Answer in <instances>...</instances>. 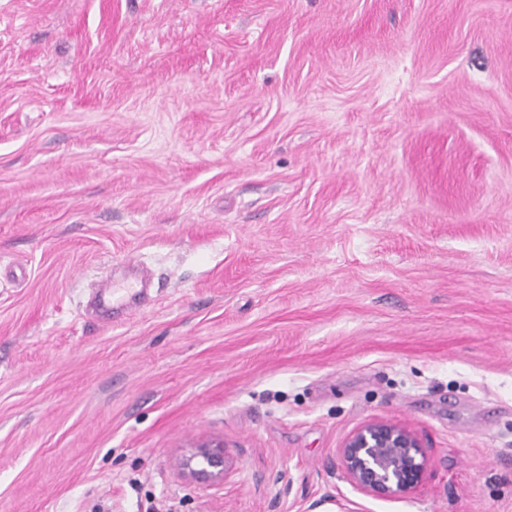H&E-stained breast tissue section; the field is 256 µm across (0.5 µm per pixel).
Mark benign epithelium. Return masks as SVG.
<instances>
[{
	"instance_id": "obj_1",
	"label": "benign epithelium",
	"mask_w": 512,
	"mask_h": 512,
	"mask_svg": "<svg viewBox=\"0 0 512 512\" xmlns=\"http://www.w3.org/2000/svg\"><path fill=\"white\" fill-rule=\"evenodd\" d=\"M348 480L368 495L392 497L416 489L424 480L428 458L409 428L388 421H371L358 428L341 448ZM182 473L199 481L224 479V444L202 443L180 459Z\"/></svg>"
}]
</instances>
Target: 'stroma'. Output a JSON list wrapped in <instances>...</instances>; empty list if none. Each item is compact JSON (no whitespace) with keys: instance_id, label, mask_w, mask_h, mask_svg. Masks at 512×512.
Instances as JSON below:
<instances>
[{"instance_id":"stroma-1","label":"stroma","mask_w":512,"mask_h":512,"mask_svg":"<svg viewBox=\"0 0 512 512\" xmlns=\"http://www.w3.org/2000/svg\"><path fill=\"white\" fill-rule=\"evenodd\" d=\"M315 501L512 512V0H0V512ZM348 480L368 495L392 497L416 489L424 480L428 458L409 428L371 421L358 428L341 448ZM179 467L186 477L194 480H223L226 469L223 443H202L195 446L180 459Z\"/></svg>"}]
</instances>
